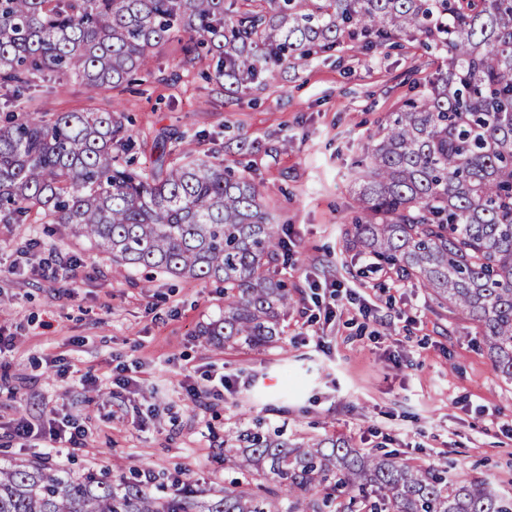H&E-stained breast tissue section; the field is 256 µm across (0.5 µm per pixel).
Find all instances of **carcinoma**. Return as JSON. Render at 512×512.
<instances>
[{
    "instance_id": "cac0c4a2",
    "label": "carcinoma",
    "mask_w": 512,
    "mask_h": 512,
    "mask_svg": "<svg viewBox=\"0 0 512 512\" xmlns=\"http://www.w3.org/2000/svg\"><path fill=\"white\" fill-rule=\"evenodd\" d=\"M175 36L185 58L216 59L231 88L345 42L411 38L447 54L448 70L391 113L369 152L350 244L470 321L512 380V0H0V89L20 97L58 75L96 94L148 70ZM4 112L1 224H59L120 272L222 281L224 316L203 335L281 346L288 243L259 183L188 152L174 163L168 138L150 169H130L134 142L112 111ZM224 444V467L267 479L261 493L232 481L201 499L158 477L172 494L155 497L135 474L5 463L0 512H512V496L482 480L338 439L239 429Z\"/></svg>"
}]
</instances>
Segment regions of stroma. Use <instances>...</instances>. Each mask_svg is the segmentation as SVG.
<instances>
[{
	"label": "stroma",
	"instance_id": "stroma-1",
	"mask_svg": "<svg viewBox=\"0 0 512 512\" xmlns=\"http://www.w3.org/2000/svg\"><path fill=\"white\" fill-rule=\"evenodd\" d=\"M445 58L405 40L365 52L344 44L231 93L212 79L210 57L186 60L173 39L154 49L148 73L119 88L93 95L60 77L19 100L24 112H117L139 170L164 135L179 151L253 177L273 223L288 229L295 304L281 346L211 344L201 331L224 311L223 283L120 275L89 241L55 225L0 224V334L12 340L0 351V462L74 477L178 470L205 496L231 478L225 433L260 424L291 439L394 450L413 467L444 463L454 479L512 494V381L494 370L473 324L347 243L369 146ZM242 140L253 152L236 151ZM47 259L68 267L44 273ZM336 283L346 295L327 320L314 301L329 300ZM120 363L147 393L113 385ZM87 372L100 385L82 386ZM206 373L229 377L234 392L192 400L185 378ZM67 415L87 418L85 448H22L8 437L15 419L41 429Z\"/></svg>",
	"mask_w": 512,
	"mask_h": 512
}]
</instances>
